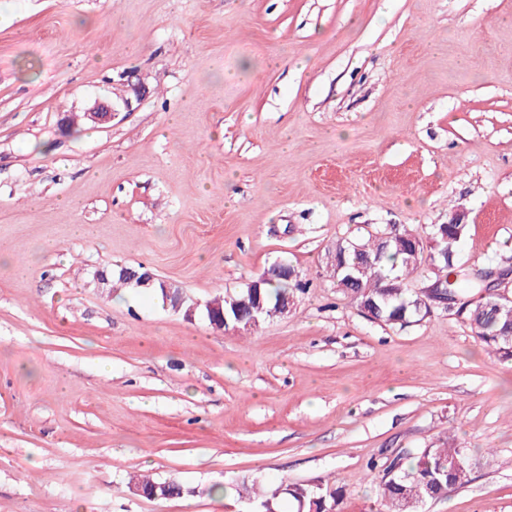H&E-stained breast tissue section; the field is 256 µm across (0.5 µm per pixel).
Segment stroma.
Returning <instances> with one entry per match:
<instances>
[{
	"label": "stroma",
	"mask_w": 512,
	"mask_h": 512,
	"mask_svg": "<svg viewBox=\"0 0 512 512\" xmlns=\"http://www.w3.org/2000/svg\"><path fill=\"white\" fill-rule=\"evenodd\" d=\"M459 210L460 264L511 268L512 0H0V512H242L208 489L256 477L377 512L383 467L445 441L470 480L422 512H512V358L326 269ZM279 260L310 286L251 331L94 283L203 303ZM121 274L127 275L131 277V282H134L137 286L141 287H148L153 284L155 281V277L149 273L148 271L144 272H138L137 270L133 268H121ZM95 282L98 287H100L102 284L108 282L107 288L111 289L114 287L115 284H120L121 286H130L132 288L135 287V284L129 283L127 279L122 277L119 272L113 273V275L110 277V279L107 280L106 274L102 272H98L95 275ZM165 293L167 294L166 297V306L170 307L172 310L179 312L183 311V305L184 303L190 299L192 301V304L185 310L184 315L187 318H192L195 316L196 310L201 304L198 301H194L193 299L187 297L183 291L180 288H176L174 291V288L170 285H164ZM146 291L152 292L156 295H158L161 300L164 303L165 299V293L164 289L160 286V284L157 282L154 285H152L149 288H142ZM172 299V301L169 302V300Z\"/></svg>",
	"instance_id": "35a3bbf8"
}]
</instances>
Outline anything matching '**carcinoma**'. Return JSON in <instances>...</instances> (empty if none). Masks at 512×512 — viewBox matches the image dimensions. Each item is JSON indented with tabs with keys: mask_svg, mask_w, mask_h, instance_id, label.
Segmentation results:
<instances>
[{
	"mask_svg": "<svg viewBox=\"0 0 512 512\" xmlns=\"http://www.w3.org/2000/svg\"><path fill=\"white\" fill-rule=\"evenodd\" d=\"M448 229V258L436 250L419 248L413 256L406 251V231L395 234V239L385 245L373 234L349 245L343 239L336 240L332 252L346 270L355 273L356 282L343 281V272L332 270L336 286L347 295L360 293L356 305H366L368 313L390 326H403L415 318L428 314V306L422 302L417 289L409 287L408 277L420 267H437L443 274L457 272V279L448 284L450 292L465 295L483 287V280L466 272L458 264L457 246L466 233L460 224L437 225ZM302 287V283L288 287L284 280L272 277L261 288L263 305L272 310L275 306ZM246 295L241 290L224 296L223 307L228 326L236 324L244 305L235 301ZM499 298L486 297L482 304H471L465 314L475 335L487 346L505 357L512 355V307L498 306ZM471 462L463 448H422L405 457L394 459L384 469L378 484L380 512H420L423 500L439 499L468 482ZM225 492L233 491L239 498L252 500L258 512H282L283 500L291 502L296 512H340V490L321 485H288L286 491L266 487L253 480L233 481L220 486Z\"/></svg>",
	"mask_w": 512,
	"mask_h": 512,
	"instance_id": "cac0c4a2",
	"label": "carcinoma"
}]
</instances>
